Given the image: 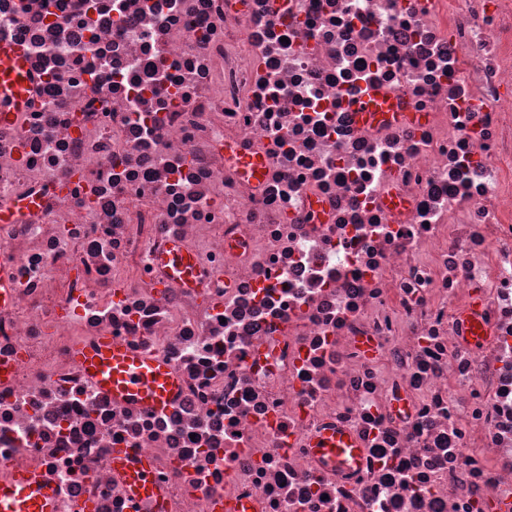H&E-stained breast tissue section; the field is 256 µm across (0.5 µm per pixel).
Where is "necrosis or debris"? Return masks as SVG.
I'll use <instances>...</instances> for the list:
<instances>
[{
	"instance_id": "obj_1",
	"label": "necrosis or debris",
	"mask_w": 512,
	"mask_h": 512,
	"mask_svg": "<svg viewBox=\"0 0 512 512\" xmlns=\"http://www.w3.org/2000/svg\"><path fill=\"white\" fill-rule=\"evenodd\" d=\"M0 40L34 81L0 121V481L155 512L121 449L168 512L512 503V0H0ZM371 89L424 122L357 123ZM172 242L199 292L153 262ZM103 335L174 401L89 381L72 351ZM336 424L364 459L331 473L307 441ZM465 339L474 347L486 343L489 340L488 326L478 314H470L464 320ZM114 468L119 470L128 486L130 487L131 497L139 501L142 498L151 497L157 499L160 489L158 488L147 459L138 457L136 460L130 459L124 451H117L114 458Z\"/></svg>"
}]
</instances>
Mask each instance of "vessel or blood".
<instances>
[{
    "label": "vessel or blood",
    "mask_w": 512,
    "mask_h": 512,
    "mask_svg": "<svg viewBox=\"0 0 512 512\" xmlns=\"http://www.w3.org/2000/svg\"><path fill=\"white\" fill-rule=\"evenodd\" d=\"M30 85L27 68L17 48L0 42L1 116L23 106ZM351 110L364 122L389 115L391 105L379 94L369 91L353 102ZM155 262L185 287L198 288L204 282L193 254L179 245H171ZM464 323L470 345L476 347L488 341V326L480 315H469ZM75 359L94 384L111 392L113 399L121 402L164 407L177 390L176 376L161 360L133 354L108 336L100 337L95 344L79 347ZM310 447L320 464L330 471L349 469L361 456L353 438L344 431L318 434L312 438ZM114 467L123 474L133 500L158 497L160 490L147 459L133 460L120 450L115 455ZM0 512H56V492L34 473H16L11 480L0 482Z\"/></svg>",
    "instance_id": "1"
}]
</instances>
